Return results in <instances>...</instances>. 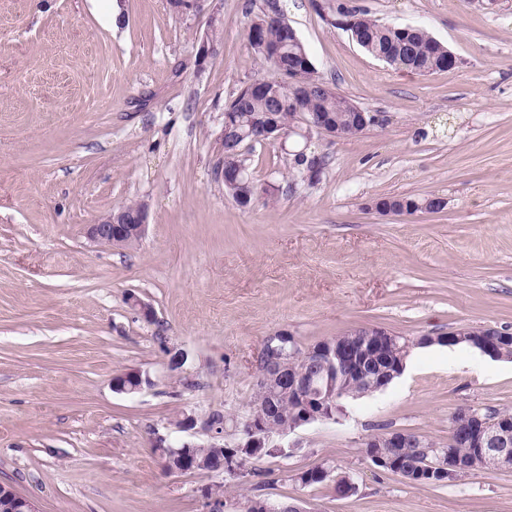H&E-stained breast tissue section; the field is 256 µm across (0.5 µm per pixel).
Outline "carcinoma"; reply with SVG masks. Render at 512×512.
<instances>
[{
  "label": "carcinoma",
  "mask_w": 512,
  "mask_h": 512,
  "mask_svg": "<svg viewBox=\"0 0 512 512\" xmlns=\"http://www.w3.org/2000/svg\"><path fill=\"white\" fill-rule=\"evenodd\" d=\"M343 25L352 39L372 57L397 69L410 73H434L447 70L448 47L437 41L423 28L405 30L400 25H385L367 17L363 12H347ZM246 39L255 54L278 74V78L247 83L224 104L223 139L224 191L240 208L250 207L259 188L249 176L248 155L259 141L260 131L268 125L280 126L294 133L300 146L288 154L285 178L292 183H305V173L316 166L325 170L329 155L323 151H301L305 144L301 132L313 121L324 120L336 132V137H351L363 133L366 126L356 120V113L346 105V96L338 93L321 78L314 68L308 49L296 31L286 22L277 0H264L246 28ZM395 215H413L417 212L437 213L446 204L439 197L390 196ZM369 395L368 387L355 382L343 386V393L334 399V405L325 414L334 421L346 415L348 406ZM301 406L288 398L275 402L274 419L295 418ZM442 449L453 456L466 459L472 449L468 443L451 436ZM229 447L195 448V459L202 469L215 466ZM433 461L420 448H401L395 454L389 471L397 473L415 464L427 465Z\"/></svg>",
  "instance_id": "carcinoma-1"
}]
</instances>
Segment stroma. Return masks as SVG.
I'll return each mask as SVG.
<instances>
[{
	"instance_id": "stroma-1",
	"label": "stroma",
	"mask_w": 512,
	"mask_h": 512,
	"mask_svg": "<svg viewBox=\"0 0 512 512\" xmlns=\"http://www.w3.org/2000/svg\"><path fill=\"white\" fill-rule=\"evenodd\" d=\"M247 2L179 14L167 0H0V484L38 512H205L209 486L309 512H512V471L435 487L364 453L388 430L447 443L465 406L512 410V360L419 343L461 326L512 332V0H279L318 74L375 122L314 136L329 154L321 182L273 204L287 155L256 147L261 192L242 209L217 172L224 103L274 76L245 38ZM343 8L425 27L459 64L395 69L336 26ZM214 11L224 26L202 63ZM395 195L446 207L371 210ZM136 200L149 209L138 245L89 238ZM359 327L412 347L343 421L298 429L288 459L255 460L243 484L166 470L156 436L206 444L213 414L248 415L268 336L287 329L306 348ZM131 370L148 385L115 391ZM318 466L356 473L357 493L295 482ZM393 202L396 209L391 213L378 212L380 214H395V215H413L417 212L437 213L446 207V203H442L440 197H426L419 198L413 196H384Z\"/></svg>"
}]
</instances>
